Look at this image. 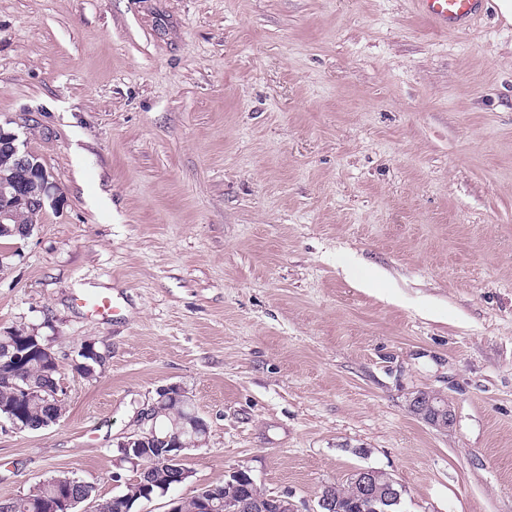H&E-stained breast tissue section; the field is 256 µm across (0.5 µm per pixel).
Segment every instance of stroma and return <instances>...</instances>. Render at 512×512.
<instances>
[{
    "label": "stroma",
    "mask_w": 512,
    "mask_h": 512,
    "mask_svg": "<svg viewBox=\"0 0 512 512\" xmlns=\"http://www.w3.org/2000/svg\"><path fill=\"white\" fill-rule=\"evenodd\" d=\"M55 182L0 266V332L59 358L65 413L0 429V500L107 499L156 389L208 423L189 480L246 467L301 512L351 472L398 512H512V23L410 0H0V122ZM112 296L89 317L79 293ZM104 358L75 373L78 351ZM446 397L454 424L408 400ZM485 0H415L414 4L434 28L465 30L481 15ZM409 408L418 412L426 423L441 430H447L454 423L448 400L438 394L417 392L410 398ZM69 477L71 476L67 473H59L39 484L35 493L0 504L4 505L8 512H48L47 509H50L52 503L60 496H67L68 486L62 482H67Z\"/></svg>",
    "instance_id": "stroma-1"
}]
</instances>
